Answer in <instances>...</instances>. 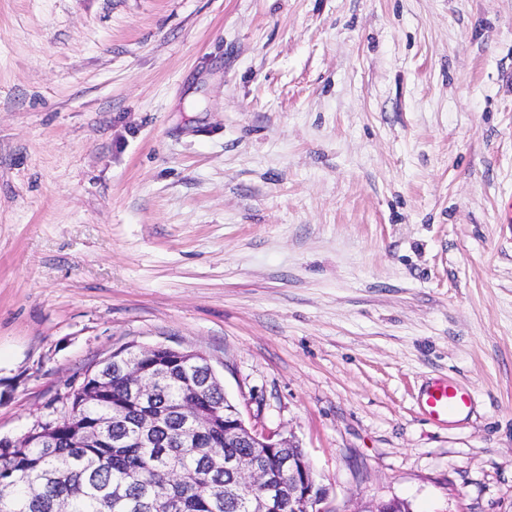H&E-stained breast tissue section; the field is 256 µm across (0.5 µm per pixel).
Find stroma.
<instances>
[{
    "label": "stroma",
    "instance_id": "obj_1",
    "mask_svg": "<svg viewBox=\"0 0 512 512\" xmlns=\"http://www.w3.org/2000/svg\"><path fill=\"white\" fill-rule=\"evenodd\" d=\"M511 203L512 0H0V437L162 344L323 512H512ZM418 407L429 420L443 425L466 418L473 407V396L470 389L453 380L438 378L421 390Z\"/></svg>",
    "mask_w": 512,
    "mask_h": 512
}]
</instances>
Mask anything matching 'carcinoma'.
Listing matches in <instances>:
<instances>
[{
  "label": "carcinoma",
  "instance_id": "1",
  "mask_svg": "<svg viewBox=\"0 0 512 512\" xmlns=\"http://www.w3.org/2000/svg\"><path fill=\"white\" fill-rule=\"evenodd\" d=\"M193 374L187 364L170 369L163 403L175 408L188 398L187 378ZM126 393L124 378L115 373L105 393L68 402L53 444L17 448L1 443L0 512H58L62 504L67 512H150L170 495L179 498L182 512H246L231 496L210 501L198 493L207 476L206 459L246 452L224 443L223 392L206 387L197 395L210 419L193 449L142 448L133 433L127 447L114 448L110 426L100 447H85L81 432L112 422V406L127 404Z\"/></svg>",
  "mask_w": 512,
  "mask_h": 512
}]
</instances>
